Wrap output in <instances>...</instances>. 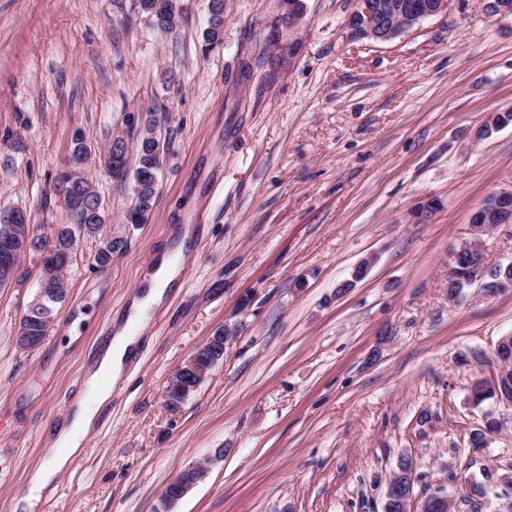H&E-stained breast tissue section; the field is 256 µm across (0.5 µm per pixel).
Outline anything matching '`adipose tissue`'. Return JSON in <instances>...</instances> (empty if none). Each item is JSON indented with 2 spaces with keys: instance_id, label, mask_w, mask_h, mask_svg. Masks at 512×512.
<instances>
[{
  "instance_id": "adipose-tissue-1",
  "label": "adipose tissue",
  "mask_w": 512,
  "mask_h": 512,
  "mask_svg": "<svg viewBox=\"0 0 512 512\" xmlns=\"http://www.w3.org/2000/svg\"><path fill=\"white\" fill-rule=\"evenodd\" d=\"M177 273L168 257H161L156 270L149 277V286L131 307V321L117 328L112 345L89 376L96 383L94 404L78 402L71 419L47 450V462L32 478L31 490L40 493L65 468L70 459L82 450L85 438L92 432L101 407L111 398V383L119 382L127 362L133 357L139 342V333L149 326V311L160 305L168 288L175 285Z\"/></svg>"
}]
</instances>
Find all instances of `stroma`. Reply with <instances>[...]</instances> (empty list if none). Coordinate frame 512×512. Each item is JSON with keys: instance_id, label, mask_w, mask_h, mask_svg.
Masks as SVG:
<instances>
[{"instance_id": "obj_1", "label": "stroma", "mask_w": 512, "mask_h": 512, "mask_svg": "<svg viewBox=\"0 0 512 512\" xmlns=\"http://www.w3.org/2000/svg\"><path fill=\"white\" fill-rule=\"evenodd\" d=\"M176 0L157 30L137 0H0V217L33 234L71 223L56 186L92 151L151 121L164 146L145 223L133 180L97 160L103 236L84 238L43 342L16 344L38 290L28 259L0 288V512H159L171 480L206 479L171 512H383L412 459L414 493L454 480L485 415L503 429L475 469L512 462V406L469 399L512 335V291L448 296L470 218L512 187V16L449 0L387 42L357 40V0ZM294 26H287V16ZM185 224L203 229L83 453L30 498L97 336L124 321ZM372 265L361 281L352 274ZM208 378L170 408L168 378L223 328Z\"/></svg>"}]
</instances>
